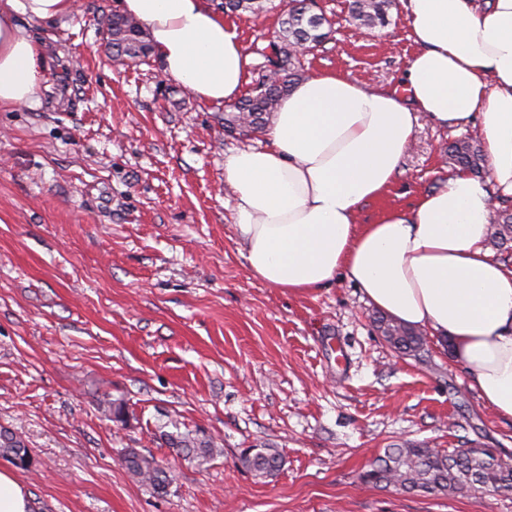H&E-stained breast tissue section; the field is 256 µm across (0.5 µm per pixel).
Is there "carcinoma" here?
<instances>
[{
    "mask_svg": "<svg viewBox=\"0 0 512 512\" xmlns=\"http://www.w3.org/2000/svg\"><path fill=\"white\" fill-rule=\"evenodd\" d=\"M395 0H350L349 13L359 26L384 27L389 23V11ZM226 14L257 16L263 10L262 0H224ZM125 28L122 41L108 44L115 55L139 60L152 50L146 33L137 21L125 15H113ZM324 15L303 5V0H290L288 9L280 15L276 40L270 45L269 62L275 66L272 74L255 83L229 110L224 112V130L249 135L262 131L290 88L304 79V70L295 54L296 48L308 49L326 38ZM448 159L452 164L480 174L485 158L475 142L458 139L448 143ZM492 243L503 252L512 249V208L507 202L497 210L491 224ZM378 329L386 341L400 354L417 356L423 350L424 339L384 316L376 318ZM166 444L185 454L202 467L221 454L213 439L189 432H166ZM0 456L15 465H30L29 449L20 436L0 429ZM128 472L139 482L157 493L166 492L172 481L171 471L150 453L128 448L123 454ZM238 463L257 476L269 477L282 470L285 460L275 448L254 446L244 449ZM363 483L376 487H394L407 492L453 495L464 489L507 496L512 493V464L496 455V449L479 444L466 445L448 452L417 443L395 444L377 456L360 476Z\"/></svg>",
    "mask_w": 512,
    "mask_h": 512,
    "instance_id": "carcinoma-1",
    "label": "carcinoma"
}]
</instances>
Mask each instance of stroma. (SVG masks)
Returning <instances> with one entry per match:
<instances>
[{
  "instance_id": "35a3bbf8",
  "label": "stroma",
  "mask_w": 512,
  "mask_h": 512,
  "mask_svg": "<svg viewBox=\"0 0 512 512\" xmlns=\"http://www.w3.org/2000/svg\"><path fill=\"white\" fill-rule=\"evenodd\" d=\"M286 3L233 19L250 80L266 70ZM347 5L318 0L333 32L302 56L306 75L397 88L414 51L403 8L359 30ZM119 9L82 0L33 26L48 67L41 102L0 111V427L30 451L31 466L13 469L33 512H512V495L361 482L404 441H473L512 461V420L434 336L420 356L395 353L347 280L296 295L251 274L224 157L265 137L225 133L223 105L164 76L155 56L113 61L101 19ZM465 134L478 126L420 117L361 223L442 187L443 150ZM113 400L126 423L102 414ZM175 426L212 437L222 455L203 468L184 460L160 438ZM264 444L285 458L266 479L238 463ZM128 448L171 466L166 493L132 478Z\"/></svg>"
}]
</instances>
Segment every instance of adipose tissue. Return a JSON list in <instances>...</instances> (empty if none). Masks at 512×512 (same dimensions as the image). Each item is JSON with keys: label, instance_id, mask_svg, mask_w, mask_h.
<instances>
[{"label": "adipose tissue", "instance_id": "ef3b65f1", "mask_svg": "<svg viewBox=\"0 0 512 512\" xmlns=\"http://www.w3.org/2000/svg\"><path fill=\"white\" fill-rule=\"evenodd\" d=\"M417 47L408 93L340 73L311 76L279 106L259 148L224 160L234 228L254 277L305 294L343 277L397 321L437 333L472 386L512 420V268L485 242L496 199L512 197V0H402ZM76 0H0V109L38 103L46 74L26 26L73 13ZM146 24L162 73L212 103L235 101L251 65L236 27L204 0H121ZM480 126L489 176L460 170L407 210L363 224L389 190L419 113Z\"/></svg>", "mask_w": 512, "mask_h": 512}]
</instances>
